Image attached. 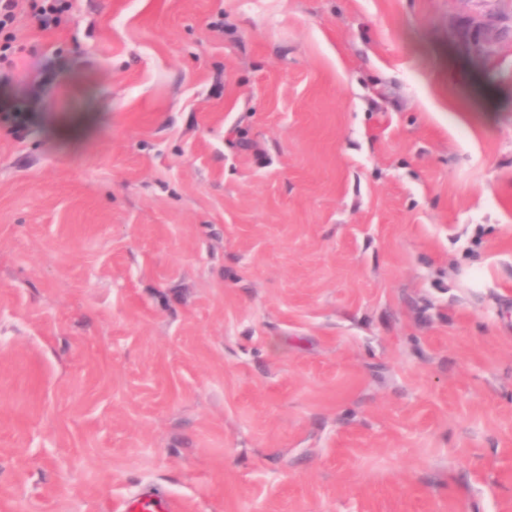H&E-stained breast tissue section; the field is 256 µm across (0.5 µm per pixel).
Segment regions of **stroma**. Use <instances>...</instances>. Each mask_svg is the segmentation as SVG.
<instances>
[{"label": "stroma", "instance_id": "obj_1", "mask_svg": "<svg viewBox=\"0 0 512 512\" xmlns=\"http://www.w3.org/2000/svg\"><path fill=\"white\" fill-rule=\"evenodd\" d=\"M512 0H72L0 121V512H512ZM474 28L475 34L468 43L471 51L478 56L492 54L493 46L501 38L502 31L490 23L477 24ZM4 119L17 126H25L34 112V99L31 97H14ZM152 495L142 493L129 497L123 503L124 512H175L178 505L169 500H154Z\"/></svg>", "mask_w": 512, "mask_h": 512}]
</instances>
